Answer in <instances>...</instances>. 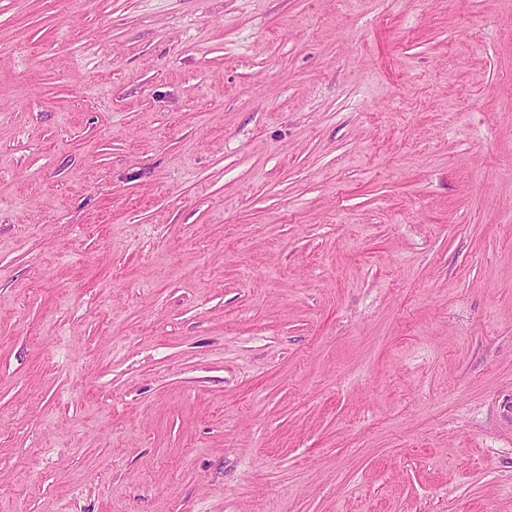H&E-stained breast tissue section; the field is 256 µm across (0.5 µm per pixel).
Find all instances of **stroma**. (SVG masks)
Wrapping results in <instances>:
<instances>
[{"instance_id": "35a3bbf8", "label": "stroma", "mask_w": 512, "mask_h": 512, "mask_svg": "<svg viewBox=\"0 0 512 512\" xmlns=\"http://www.w3.org/2000/svg\"><path fill=\"white\" fill-rule=\"evenodd\" d=\"M0 512H512V0H0Z\"/></svg>"}]
</instances>
